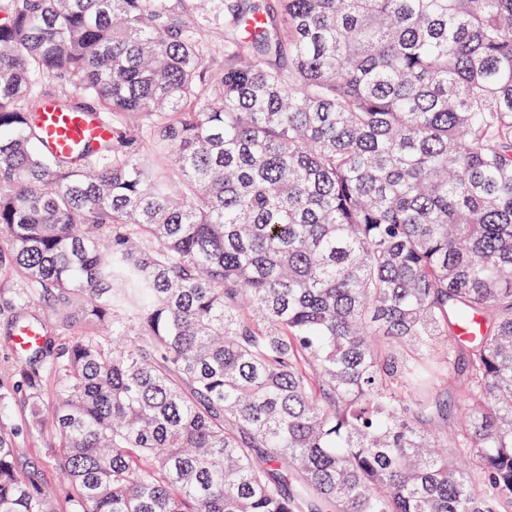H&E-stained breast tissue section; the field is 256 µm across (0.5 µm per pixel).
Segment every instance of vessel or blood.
Listing matches in <instances>:
<instances>
[{"instance_id": "obj_1", "label": "vessel or blood", "mask_w": 512, "mask_h": 512, "mask_svg": "<svg viewBox=\"0 0 512 512\" xmlns=\"http://www.w3.org/2000/svg\"><path fill=\"white\" fill-rule=\"evenodd\" d=\"M39 124L49 149L61 156L87 152L90 146L112 135V127L105 120H95L87 113L72 112L52 103L40 112Z\"/></svg>"}]
</instances>
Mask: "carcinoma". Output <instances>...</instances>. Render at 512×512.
Returning a JSON list of instances; mask_svg holds the SVG:
<instances>
[{"label": "carcinoma", "instance_id": "carcinoma-1", "mask_svg": "<svg viewBox=\"0 0 512 512\" xmlns=\"http://www.w3.org/2000/svg\"><path fill=\"white\" fill-rule=\"evenodd\" d=\"M2 309L67 512H512V0H7ZM206 15L196 19L200 24V35L214 50L224 46V0H212ZM38 122L46 145L61 156L85 153L90 146L112 136V126L101 117L93 120L86 112H72L53 103L39 112Z\"/></svg>", "mask_w": 512, "mask_h": 512}]
</instances>
